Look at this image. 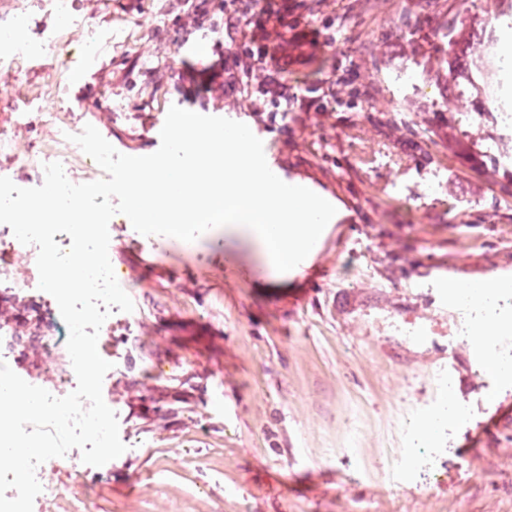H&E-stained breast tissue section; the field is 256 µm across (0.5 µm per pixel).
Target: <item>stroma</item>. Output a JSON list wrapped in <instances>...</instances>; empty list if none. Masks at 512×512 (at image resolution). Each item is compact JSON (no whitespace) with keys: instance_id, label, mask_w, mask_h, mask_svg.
<instances>
[{"instance_id":"obj_1","label":"stroma","mask_w":512,"mask_h":512,"mask_svg":"<svg viewBox=\"0 0 512 512\" xmlns=\"http://www.w3.org/2000/svg\"><path fill=\"white\" fill-rule=\"evenodd\" d=\"M335 43H303L290 84L313 111L274 102L267 72L224 88V15L197 0H0V28L25 24L24 52L0 50V176L38 183L28 153L57 125H93L120 153L167 157L166 125H246L286 179L342 205L315 259L285 281L209 226L186 248L166 227L144 241L115 215L109 258L131 281L114 319L105 388L127 450L104 466L58 468L59 494L33 512H512V381L471 355L486 307H449L441 277L512 279V166L486 151L502 134L483 99L452 121L449 148L412 85L407 26L430 28L484 0H304ZM0 296V354L25 381L72 374L66 351L21 356L18 307ZM454 409L432 441L416 430Z\"/></svg>"}]
</instances>
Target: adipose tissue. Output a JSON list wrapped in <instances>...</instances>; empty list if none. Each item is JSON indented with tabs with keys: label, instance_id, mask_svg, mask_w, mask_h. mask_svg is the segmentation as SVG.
<instances>
[{
	"label": "adipose tissue",
	"instance_id": "obj_1",
	"mask_svg": "<svg viewBox=\"0 0 512 512\" xmlns=\"http://www.w3.org/2000/svg\"><path fill=\"white\" fill-rule=\"evenodd\" d=\"M166 133L175 156L135 157L115 186L127 202L126 223L165 226L177 238L196 224L223 227L225 244L253 253L273 280L287 279L315 252L334 222L333 199L306 180L285 179L256 156L249 128L216 127L199 135L184 119ZM445 286L456 308L490 301L512 305V282L497 276L449 280ZM510 332L512 319L501 316L478 320L468 330L478 363L506 377L512 365L491 346Z\"/></svg>",
	"mask_w": 512,
	"mask_h": 512
}]
</instances>
